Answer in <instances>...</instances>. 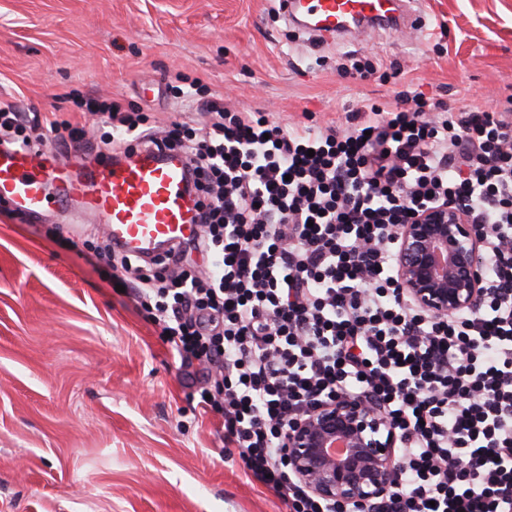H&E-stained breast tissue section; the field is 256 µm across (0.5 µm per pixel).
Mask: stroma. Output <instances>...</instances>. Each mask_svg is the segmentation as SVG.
<instances>
[{
	"label": "stroma",
	"mask_w": 512,
	"mask_h": 512,
	"mask_svg": "<svg viewBox=\"0 0 512 512\" xmlns=\"http://www.w3.org/2000/svg\"><path fill=\"white\" fill-rule=\"evenodd\" d=\"M427 36L310 41L278 0H0V102L60 133L112 126L87 103L190 120L199 99L269 113L283 127L343 124L399 92L449 108L512 96V0H416ZM357 64L368 78L342 74ZM79 202L39 216L0 199V512H286L199 415L183 368L150 316L117 290Z\"/></svg>",
	"instance_id": "35a3bbf8"
}]
</instances>
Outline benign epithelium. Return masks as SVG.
I'll return each mask as SVG.
<instances>
[{
	"mask_svg": "<svg viewBox=\"0 0 512 512\" xmlns=\"http://www.w3.org/2000/svg\"><path fill=\"white\" fill-rule=\"evenodd\" d=\"M465 201L420 205L396 234L402 297L436 317L477 310L486 297V244ZM397 435L379 407L359 396L318 398L287 426L289 476L331 507H369L391 495Z\"/></svg>",
	"mask_w": 512,
	"mask_h": 512,
	"instance_id": "benign-epithelium-1",
	"label": "benign epithelium"
}]
</instances>
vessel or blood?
Here are the masks:
<instances>
[{"label":"vessel or blood","instance_id":"vessel-or-blood-1","mask_svg":"<svg viewBox=\"0 0 512 512\" xmlns=\"http://www.w3.org/2000/svg\"><path fill=\"white\" fill-rule=\"evenodd\" d=\"M289 18L316 34L345 40L399 28L404 0H285ZM188 162L177 150L138 147L112 161L72 171L54 149L0 152V197L19 212L44 209L49 199H80L114 244L144 259L191 234L193 201Z\"/></svg>","mask_w":512,"mask_h":512}]
</instances>
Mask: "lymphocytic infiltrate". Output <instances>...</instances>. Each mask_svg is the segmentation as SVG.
Returning <instances> with one entry per match:
<instances>
[{
	"label": "lymphocytic infiltrate",
	"instance_id": "1",
	"mask_svg": "<svg viewBox=\"0 0 512 512\" xmlns=\"http://www.w3.org/2000/svg\"><path fill=\"white\" fill-rule=\"evenodd\" d=\"M110 117V156L138 142L188 158L195 235L150 260L117 250L112 277L207 372L199 407L253 483L288 512H332L289 477L283 431L313 397L366 392L400 437L396 496L375 512H512V102L364 100L343 132L219 108L200 138ZM44 129L0 104V141L31 148ZM453 197L473 203L489 292L436 318L401 298L392 256L416 204ZM191 249L210 267L186 264Z\"/></svg>",
	"mask_w": 512,
	"mask_h": 512
}]
</instances>
